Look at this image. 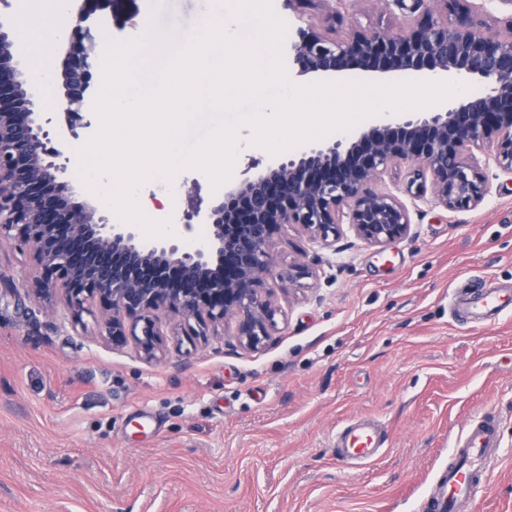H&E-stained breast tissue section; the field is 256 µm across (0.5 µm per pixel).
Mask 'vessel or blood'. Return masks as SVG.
I'll return each instance as SVG.
<instances>
[{"mask_svg": "<svg viewBox=\"0 0 512 512\" xmlns=\"http://www.w3.org/2000/svg\"><path fill=\"white\" fill-rule=\"evenodd\" d=\"M458 305L468 307L477 322L499 317L512 307V297L493 291L459 293ZM386 443V436L370 422H350L336 434V455L344 461L367 463ZM499 455V425L495 419L480 421L462 432L453 464H450L441 491L431 504V512H456L466 501L474 502L485 492L481 471Z\"/></svg>", "mask_w": 512, "mask_h": 512, "instance_id": "obj_1", "label": "vessel or blood"}]
</instances>
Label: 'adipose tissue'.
<instances>
[{
	"mask_svg": "<svg viewBox=\"0 0 512 512\" xmlns=\"http://www.w3.org/2000/svg\"><path fill=\"white\" fill-rule=\"evenodd\" d=\"M61 0H21V7L27 20L20 30L22 45L30 56V72L44 88H51L55 74L54 61L48 53L42 30L39 26L47 16L63 18Z\"/></svg>",
	"mask_w": 512,
	"mask_h": 512,
	"instance_id": "1",
	"label": "adipose tissue"
}]
</instances>
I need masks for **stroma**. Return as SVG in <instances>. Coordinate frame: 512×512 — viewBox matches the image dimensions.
I'll list each match as a JSON object with an SVG mask.
<instances>
[{
	"mask_svg": "<svg viewBox=\"0 0 512 512\" xmlns=\"http://www.w3.org/2000/svg\"><path fill=\"white\" fill-rule=\"evenodd\" d=\"M346 28L405 33L393 0H344ZM40 93L49 145L62 153L71 200L89 203L77 174L80 141ZM489 192L449 211L387 174L380 190L407 207V236L382 246L350 225L333 246L283 225L275 268H314L300 290L265 279L276 325L265 347H239L237 325L189 342L161 316L164 354L101 336L99 315L75 322L63 299L28 289V252L0 242V512H428L456 438L482 415L500 422V458L483 498L460 512H512V311L479 324L453 298L512 289V173L482 163ZM139 194L150 219L185 244L186 195L212 199L208 175ZM372 419L388 441L373 462L339 461L337 430Z\"/></svg>",
	"mask_w": 512,
	"mask_h": 512,
	"instance_id": "35a3bbf8",
	"label": "stroma"
}]
</instances>
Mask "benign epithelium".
Masks as SVG:
<instances>
[{"label": "benign epithelium", "mask_w": 512, "mask_h": 512, "mask_svg": "<svg viewBox=\"0 0 512 512\" xmlns=\"http://www.w3.org/2000/svg\"><path fill=\"white\" fill-rule=\"evenodd\" d=\"M109 0H84L81 23L98 21ZM404 11L408 32L355 28L340 33L338 10L325 28L298 32L285 58L299 75H332L354 63L365 71L429 69L463 71L486 84L478 97L447 103L430 113L382 117L357 140L307 145L267 171L246 178L203 208L185 213L186 228L198 218L207 235L185 248L164 239L143 241L128 224H110L104 209L75 205L61 155L47 148L49 132L37 112V97L22 64L20 45L0 24V239L29 250L39 275L34 294L46 301L66 296L77 322L90 301L108 313L105 336L114 345L128 340L149 359L163 350L158 312L179 315L183 335L204 339L230 319L237 342L249 351L265 347L276 310L261 295L273 268L269 247L274 234L294 224L307 237L331 245L348 223L367 244L380 246L406 236L410 217L396 196L381 192L382 177L402 169L422 192L448 210L475 208L487 195L479 155L493 157L512 172V14L492 16L472 0H394ZM100 44L83 35L64 72L66 92L57 103L69 136L92 127L85 115L95 101L94 61ZM295 285L313 276L304 263L275 274ZM195 325H190V322Z\"/></svg>", "instance_id": "7a95c632"}]
</instances>
